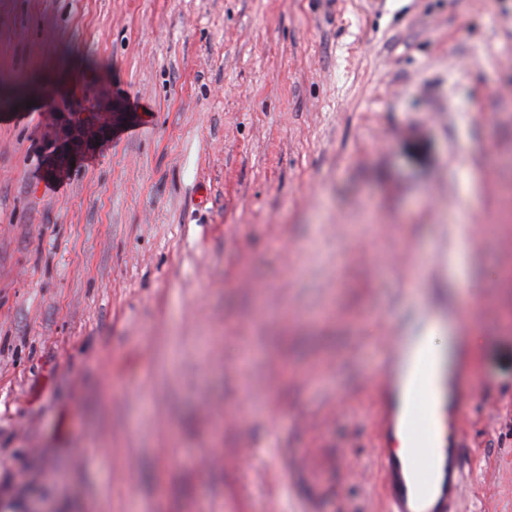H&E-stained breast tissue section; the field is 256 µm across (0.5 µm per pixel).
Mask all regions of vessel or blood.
Masks as SVG:
<instances>
[{
  "label": "vessel or blood",
  "instance_id": "1",
  "mask_svg": "<svg viewBox=\"0 0 512 512\" xmlns=\"http://www.w3.org/2000/svg\"><path fill=\"white\" fill-rule=\"evenodd\" d=\"M373 385L381 404L382 438L401 435L405 456L379 448L390 512H456L463 478L462 441L448 437L461 392L433 354L413 336L389 338Z\"/></svg>",
  "mask_w": 512,
  "mask_h": 512
}]
</instances>
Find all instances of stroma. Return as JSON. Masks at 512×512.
I'll list each match as a JSON object with an SVG mask.
<instances>
[{
	"label": "stroma",
	"instance_id": "stroma-1",
	"mask_svg": "<svg viewBox=\"0 0 512 512\" xmlns=\"http://www.w3.org/2000/svg\"><path fill=\"white\" fill-rule=\"evenodd\" d=\"M0 92V512H389L427 327L512 512V0H0Z\"/></svg>",
	"mask_w": 512,
	"mask_h": 512
}]
</instances>
